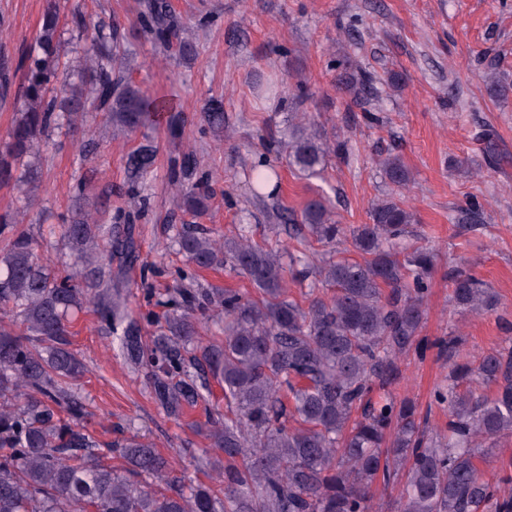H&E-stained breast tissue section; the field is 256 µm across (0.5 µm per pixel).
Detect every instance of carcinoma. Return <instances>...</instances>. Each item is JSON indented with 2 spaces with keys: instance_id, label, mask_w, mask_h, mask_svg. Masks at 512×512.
<instances>
[{
  "instance_id": "obj_1",
  "label": "carcinoma",
  "mask_w": 512,
  "mask_h": 512,
  "mask_svg": "<svg viewBox=\"0 0 512 512\" xmlns=\"http://www.w3.org/2000/svg\"><path fill=\"white\" fill-rule=\"evenodd\" d=\"M138 25L168 57L198 53L167 0H141ZM90 49L85 65L71 69L62 61L59 13L45 9L26 60L19 117L0 144V183L13 181L25 158L54 130L73 127L81 112L133 131L160 112L180 111L129 79L119 24L95 28ZM203 111L209 124H224L222 101L209 100ZM288 128L277 147L310 178L344 147L328 145L296 112ZM154 162L151 148L130 152L131 179L146 176ZM383 167L396 186L410 181L399 157ZM277 179L268 164L252 168L257 195ZM181 193L184 212L205 211V181ZM100 221L82 212L62 225V235L75 262L97 253L99 284L110 288L112 260L138 259V246L130 215L117 212L105 230ZM414 222L394 198L355 226L333 221L326 201L311 199L289 234L298 247L286 263L283 251L244 236L220 242L186 231L179 247L188 269L172 288L182 302L162 303L166 333L147 345L141 319L117 316L105 297L93 301L80 271L49 273L16 215L0 213V512H373L377 483L399 488L392 512H512V493L502 489L512 476L493 483L479 467L495 440L512 437L511 345L451 368L433 395L448 409L442 433L429 432L410 402L385 393L401 358L419 348L434 267L429 249L402 246ZM347 236L360 259L330 251ZM311 237L328 251H309ZM222 265L245 275L260 298L224 289L186 305L183 281ZM297 265L302 278H312L299 300L288 296V272ZM450 284L454 307L495 311L496 296L472 271L454 270ZM91 302L124 322L127 357L148 371L152 397L167 415L178 418L202 399L190 367L224 382V411L210 412L205 429L214 483L173 475L171 461L137 435L102 442L83 424L85 403L63 383L84 372L71 349L68 313ZM209 312L224 337L203 346L198 325ZM463 379L471 385L465 392ZM487 387L495 391L483 393ZM112 457L122 465L106 463Z\"/></svg>"
}]
</instances>
